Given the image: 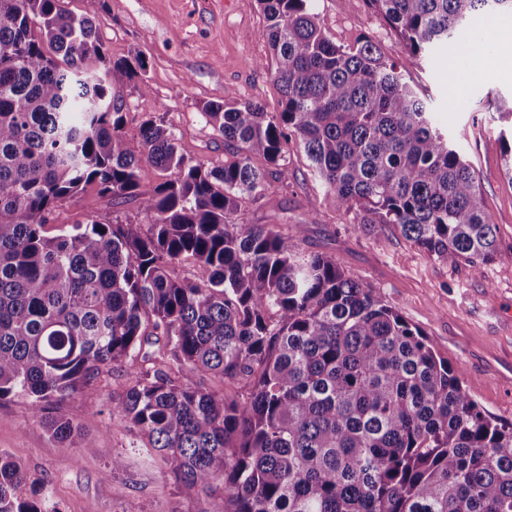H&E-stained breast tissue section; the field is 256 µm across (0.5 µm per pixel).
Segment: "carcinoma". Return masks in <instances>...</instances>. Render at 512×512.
<instances>
[{
    "instance_id": "1",
    "label": "carcinoma",
    "mask_w": 512,
    "mask_h": 512,
    "mask_svg": "<svg viewBox=\"0 0 512 512\" xmlns=\"http://www.w3.org/2000/svg\"><path fill=\"white\" fill-rule=\"evenodd\" d=\"M258 2L282 110L204 104L224 138L211 167L160 117L131 149L122 89L147 90L139 49L112 59L61 0H0V399L92 448L46 411L94 399L101 370L124 367L112 413L171 459L183 493L221 489L217 512H512V424L479 407L461 368L336 259L235 219L274 189L252 158L279 166L298 140L361 230L391 224L451 265L491 260L474 173L405 72L475 18L512 16V0H366L401 35L398 61L369 37L334 44L314 0ZM144 168L161 181L144 188ZM89 185L141 198L148 222L92 212L46 235ZM184 261L198 278L171 275ZM23 481L0 453V512H58L21 497Z\"/></svg>"
}]
</instances>
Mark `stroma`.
I'll list each match as a JSON object with an SVG mask.
<instances>
[{"instance_id": "35a3bbf8", "label": "stroma", "mask_w": 512, "mask_h": 512, "mask_svg": "<svg viewBox=\"0 0 512 512\" xmlns=\"http://www.w3.org/2000/svg\"><path fill=\"white\" fill-rule=\"evenodd\" d=\"M63 5L95 18L112 58L134 47L142 51L149 90L124 87L127 132H135L146 115L162 117L173 126L183 154L219 166L224 141L207 123L204 104L254 101L272 114L282 109L257 0H63ZM314 7L335 44L351 46L367 36L385 57L401 58V36L365 0L353 6L314 0ZM473 29L488 50L486 57L504 60L498 47L512 44V19L479 18ZM483 58L455 46L411 66L406 78L475 172L483 205L497 226L492 261L451 265L426 255L393 226L361 231L338 209L333 193L295 144L285 168L256 159L270 181L286 187L241 200L236 220L277 225L301 250L333 256L419 328L438 354L462 368L463 381L481 408L512 423V183L501 174V123L495 110L498 100L512 97V67L487 70ZM90 210L110 212L123 223L144 220L138 200L115 202L90 187L77 203L55 213L46 226L48 235L70 228ZM125 384L124 369L112 367L100 375L94 400L77 396L60 407V414L94 439L89 450L52 438L32 418L27 401L0 400V451L27 473L20 496L45 490L61 512H214V498L180 494L172 462L149 454L138 432L113 415L112 398ZM116 455L126 466L114 472L110 466Z\"/></svg>"}]
</instances>
